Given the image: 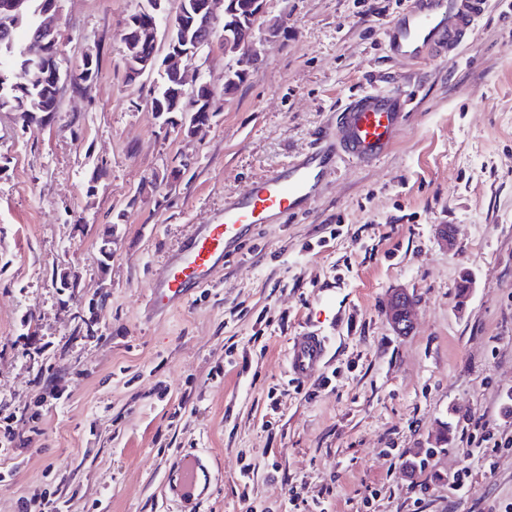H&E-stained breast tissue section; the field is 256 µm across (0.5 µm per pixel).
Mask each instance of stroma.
<instances>
[{
	"label": "stroma",
	"mask_w": 512,
	"mask_h": 512,
	"mask_svg": "<svg viewBox=\"0 0 512 512\" xmlns=\"http://www.w3.org/2000/svg\"><path fill=\"white\" fill-rule=\"evenodd\" d=\"M408 4L265 0L234 93L221 43L183 58L215 91L187 135L150 109L159 73L127 74L146 0H58L62 70L91 52L99 74L43 120L0 110V512L42 491L60 512H178L164 481L183 448L210 466L197 512H512V7L491 0L472 37L414 63L384 36ZM397 87L412 96L387 156L336 159L214 286L149 312L155 270L227 197L310 151L350 96ZM88 305L99 332L79 338ZM312 330L327 366L298 383L289 341ZM469 412L499 448L470 446ZM414 302L409 293L400 292L394 295L390 303V320L393 328L399 334H406L411 328Z\"/></svg>",
	"instance_id": "35a3bbf8"
}]
</instances>
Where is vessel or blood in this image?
Here are the masks:
<instances>
[{"label":"vessel or blood","mask_w":512,"mask_h":512,"mask_svg":"<svg viewBox=\"0 0 512 512\" xmlns=\"http://www.w3.org/2000/svg\"><path fill=\"white\" fill-rule=\"evenodd\" d=\"M489 0H411L405 13L386 29L390 46L413 59L437 50H453L474 28ZM407 91H366L350 98L335 125L325 129L318 148L302 160L253 181L225 205L212 223L194 234L167 261L151 284L147 305L163 313L213 281L226 258L236 255L243 239L272 216L300 211L317 196L321 176L336 157L367 164L387 155L405 120ZM328 352L326 337L308 332L291 339L288 374L301 381L319 372ZM202 492L201 464L195 449L181 453L169 494L180 512H193Z\"/></svg>","instance_id":"obj_1"}]
</instances>
